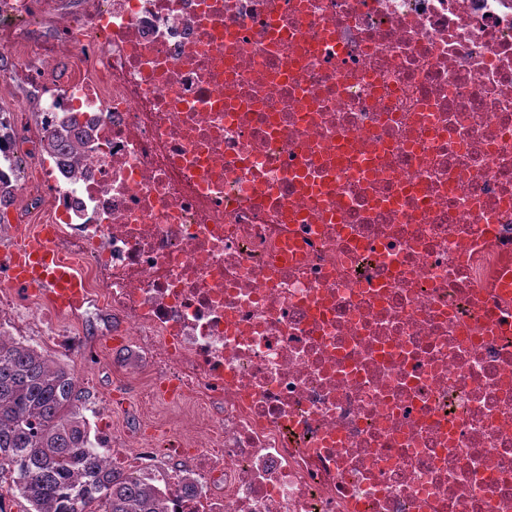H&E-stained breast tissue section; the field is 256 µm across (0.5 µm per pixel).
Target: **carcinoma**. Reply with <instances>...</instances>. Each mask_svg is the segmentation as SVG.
I'll use <instances>...</instances> for the list:
<instances>
[{
  "instance_id": "carcinoma-1",
  "label": "carcinoma",
  "mask_w": 512,
  "mask_h": 512,
  "mask_svg": "<svg viewBox=\"0 0 512 512\" xmlns=\"http://www.w3.org/2000/svg\"><path fill=\"white\" fill-rule=\"evenodd\" d=\"M76 118H44L43 148L60 151ZM72 370L35 348L0 344V484L32 512H165L160 481L102 464Z\"/></svg>"
}]
</instances>
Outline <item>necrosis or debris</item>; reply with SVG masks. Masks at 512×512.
<instances>
[{"mask_svg": "<svg viewBox=\"0 0 512 512\" xmlns=\"http://www.w3.org/2000/svg\"><path fill=\"white\" fill-rule=\"evenodd\" d=\"M0 46L82 128L27 153L55 246L224 411L167 512H512V0H0Z\"/></svg>", "mask_w": 512, "mask_h": 512, "instance_id": "4bbe7bcc", "label": "necrosis or debris"}]
</instances>
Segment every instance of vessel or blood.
<instances>
[{"mask_svg": "<svg viewBox=\"0 0 512 512\" xmlns=\"http://www.w3.org/2000/svg\"><path fill=\"white\" fill-rule=\"evenodd\" d=\"M0 267L13 285L44 296L61 311L87 293L84 275L56 249L47 228L21 235L11 250L0 254Z\"/></svg>", "mask_w": 512, "mask_h": 512, "instance_id": "vessel-or-blood-1", "label": "vessel or blood"}]
</instances>
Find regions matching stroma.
Instances as JSON below:
<instances>
[{
	"mask_svg": "<svg viewBox=\"0 0 512 512\" xmlns=\"http://www.w3.org/2000/svg\"><path fill=\"white\" fill-rule=\"evenodd\" d=\"M1 112L15 115L13 129L19 142H26L41 126V105L22 85H0ZM12 295L17 304L31 310L16 321L22 337L69 365L78 389L86 396L84 415L90 424L107 423L113 447H124L127 437L133 435L157 448L162 447L164 438L179 436L185 437L187 447H207L218 419L198 420L200 401L194 394L176 398L156 395L160 370L152 363L154 348L128 340L127 321L121 314L108 316L110 328L105 335L92 320L62 317L61 325L79 341L78 350H65L50 342L37 324V311L48 307L45 299L26 297L18 289Z\"/></svg>",
	"mask_w": 512,
	"mask_h": 512,
	"instance_id": "1",
	"label": "stroma"
}]
</instances>
